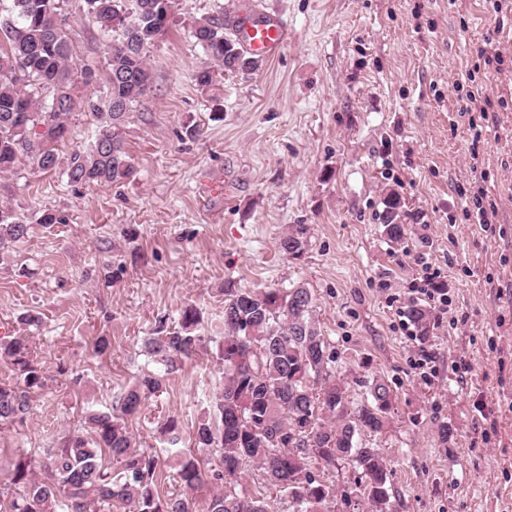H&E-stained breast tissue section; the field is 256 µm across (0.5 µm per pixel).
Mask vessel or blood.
<instances>
[{"mask_svg":"<svg viewBox=\"0 0 512 512\" xmlns=\"http://www.w3.org/2000/svg\"><path fill=\"white\" fill-rule=\"evenodd\" d=\"M232 30L250 54L258 58L276 57L288 43V27L270 16L255 15L243 5L233 17Z\"/></svg>","mask_w":512,"mask_h":512,"instance_id":"obj_1","label":"vessel or blood"}]
</instances>
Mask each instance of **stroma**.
I'll list each match as a JSON object with an SVG mask.
<instances>
[{"mask_svg":"<svg viewBox=\"0 0 512 512\" xmlns=\"http://www.w3.org/2000/svg\"><path fill=\"white\" fill-rule=\"evenodd\" d=\"M239 3L178 0L147 54L150 89L122 128L133 179L88 188L28 168L0 175V207L33 221L0 254V324L29 336L50 376L25 425L0 427V483L18 449L53 446L82 428L87 405H111L156 370L143 342L189 304L205 348L129 427L162 460L208 459L195 433L223 386L224 290L295 283L312 294L347 409L372 378L393 391L387 428L360 435L388 459L392 512H512V72L477 66L484 49L512 57V0H250L287 24V45L201 88L206 58L187 28ZM83 6L68 4L74 54L101 67L112 37ZM469 70L474 81H462ZM478 85L493 103L485 118L467 99ZM214 181L231 196H214ZM392 190L407 226L397 243L380 218ZM477 192L497 203L490 224L465 212ZM44 210L60 223H37ZM300 227L303 253H281L280 237ZM425 261L450 306L413 340L396 309ZM31 313L39 325L23 324ZM101 336L111 349L99 356ZM423 352L435 365L427 382L414 368ZM171 417L176 448L160 433ZM327 477L336 512H371L352 464Z\"/></svg>","mask_w":512,"mask_h":512,"instance_id":"obj_1","label":"stroma"}]
</instances>
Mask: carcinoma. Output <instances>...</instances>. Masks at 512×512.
Returning <instances> with one entry per match:
<instances>
[{"label": "carcinoma", "mask_w": 512, "mask_h": 512, "mask_svg": "<svg viewBox=\"0 0 512 512\" xmlns=\"http://www.w3.org/2000/svg\"><path fill=\"white\" fill-rule=\"evenodd\" d=\"M0 7V173L21 164L43 173L59 172L74 186L116 183L134 175L121 137L132 106L150 86L147 52L168 31L175 0L157 11V0H83V10L100 29L117 33L106 57L104 96L85 101L78 71L90 64L73 61V45L56 17L69 0H8ZM229 24L201 18L189 35L208 63L195 73L201 87L214 82V69L248 72L259 67L228 32ZM83 107L94 121L91 144L64 155L69 117ZM401 196L384 201L383 232L398 242L406 225L397 223ZM30 225L0 208V251L26 239ZM304 231L279 239L280 252L296 257ZM199 313L188 305L180 328L160 324L144 343L146 355L165 368L180 369L204 343L197 333ZM219 359L224 387L215 398L213 419L199 422L195 442L212 450L203 463L184 455L176 467L181 492L162 496L160 456L135 447L129 419L146 398L163 390V377L145 372L107 410L86 413V431L65 434L35 456L20 455L0 498L8 512H111L112 502L129 512H192L191 495L207 480L220 482L206 512H269L262 492L241 483L251 468L261 484L276 492L286 512H335L336 490L314 473L350 462L360 471V498L372 512H390L391 484L381 449L361 446L360 431L379 434L387 426L392 392L382 378L369 384V398L345 412L344 392L332 379L334 357L313 316L308 289H224V336ZM0 360L15 381L0 382V425H22L31 395L47 386L48 376L24 336L0 337Z\"/></svg>", "instance_id": "cac0c4a2"}]
</instances>
